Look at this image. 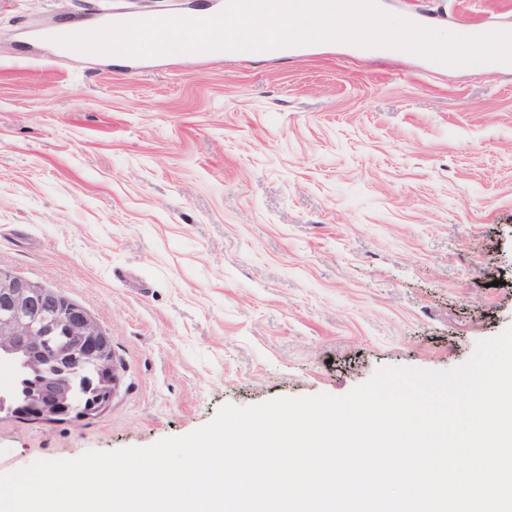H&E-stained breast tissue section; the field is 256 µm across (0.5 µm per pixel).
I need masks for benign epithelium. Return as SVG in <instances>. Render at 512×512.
<instances>
[{
  "label": "benign epithelium",
  "instance_id": "obj_1",
  "mask_svg": "<svg viewBox=\"0 0 512 512\" xmlns=\"http://www.w3.org/2000/svg\"><path fill=\"white\" fill-rule=\"evenodd\" d=\"M0 365L37 376L23 398L0 408L44 420L102 411L119 379L110 340L85 309L58 291L2 269ZM78 383L89 395L86 406L74 401Z\"/></svg>",
  "mask_w": 512,
  "mask_h": 512
}]
</instances>
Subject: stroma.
Masks as SVG:
<instances>
[{
  "mask_svg": "<svg viewBox=\"0 0 512 512\" xmlns=\"http://www.w3.org/2000/svg\"><path fill=\"white\" fill-rule=\"evenodd\" d=\"M221 2L0 0V269L85 308L119 370L95 416L0 413V475L449 370L512 326V65L347 43L119 62L36 37ZM378 3L512 31V0Z\"/></svg>",
  "mask_w": 512,
  "mask_h": 512,
  "instance_id": "1",
  "label": "stroma"
}]
</instances>
